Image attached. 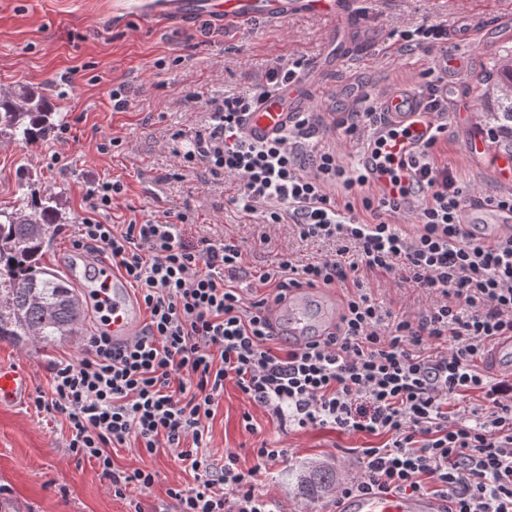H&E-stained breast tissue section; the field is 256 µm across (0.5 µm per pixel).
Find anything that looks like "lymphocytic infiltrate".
<instances>
[{
    "label": "lymphocytic infiltrate",
    "instance_id": "lymphocytic-infiltrate-1",
    "mask_svg": "<svg viewBox=\"0 0 512 512\" xmlns=\"http://www.w3.org/2000/svg\"><path fill=\"white\" fill-rule=\"evenodd\" d=\"M275 63L254 89L210 101L208 124L178 155L215 178L238 182L232 202L256 219L260 242L276 224L300 239L333 243L317 262L298 264L288 249L247 289L243 252L233 238L186 240V215L136 224L78 226L76 249L107 258L148 318L140 334L115 344L96 330L85 355L54 363L49 392L36 409L65 415L68 447L93 460L115 496L150 489L151 470L115 469L112 451L137 442L145 453L170 448L194 474V487L168 488L176 512H270L260 493L263 467L284 449L259 446L251 468L225 450L215 466L209 423L226 384L280 424L379 437L361 449L353 495H433L451 512H512V386L489 387L477 362L512 336V233L489 242L468 231L462 212L474 196L430 141L414 161L412 203L379 194L367 174L344 165L335 149H315L309 118L285 135L252 141L244 119L293 77ZM384 112L373 98L352 103L341 125L360 143ZM405 272L432 301L397 315L374 298L362 271ZM341 292L340 315L322 339L281 343L275 306L303 286ZM482 393L483 405L457 401Z\"/></svg>",
    "mask_w": 512,
    "mask_h": 512
}]
</instances>
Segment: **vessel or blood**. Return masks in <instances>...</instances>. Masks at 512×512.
Returning <instances> with one entry per match:
<instances>
[{
    "mask_svg": "<svg viewBox=\"0 0 512 512\" xmlns=\"http://www.w3.org/2000/svg\"><path fill=\"white\" fill-rule=\"evenodd\" d=\"M358 0H155L154 12L165 20L201 15L237 27L258 19L285 20L297 15H322L340 22L343 35L332 39L326 51L303 68L291 81L264 98L249 112L245 130L250 138L261 141L285 134L311 109L310 90L320 89L326 73L337 71L348 57L351 45L365 53L384 51L386 44L377 26L356 19ZM512 26V0H490L483 15L475 16L462 32L463 39L481 43L496 30ZM386 113L363 140L357 153L358 164L380 194L393 197L400 188H411L417 180L412 165L420 149L436 133L437 119L429 112L416 88L398 86L381 100ZM387 153L398 170L401 182L393 184L383 173L378 153ZM464 224L485 225L488 235L512 232V211L486 204L467 205L462 214ZM88 279L92 285V302L113 341L124 342L141 329V310L132 297L126 279L111 262H96ZM339 312L336 291L322 287L294 290L286 304L276 308L275 316L288 336L304 340L325 334L335 323ZM492 368L497 372L512 370V338L500 339L491 354ZM31 388L25 368L0 366V407L6 408L24 400ZM443 500L429 497L406 498L397 495L357 496L344 500L340 512H444Z\"/></svg>",
    "mask_w": 512,
    "mask_h": 512,
    "instance_id": "obj_1",
    "label": "vessel or blood"
}]
</instances>
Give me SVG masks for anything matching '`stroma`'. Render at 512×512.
I'll return each instance as SVG.
<instances>
[{"mask_svg":"<svg viewBox=\"0 0 512 512\" xmlns=\"http://www.w3.org/2000/svg\"><path fill=\"white\" fill-rule=\"evenodd\" d=\"M468 7L469 0L360 3L362 16L390 45L396 32L427 21L458 29ZM148 8V0H0V96L33 90L47 100L55 119L54 131L37 144L0 138V210L19 208L17 182L24 173L33 198L55 197L61 220L43 262L64 273L91 260L73 246L78 224L88 217L104 224H140L183 212L192 226L190 241L232 236L253 271L274 262L287 245L304 260L331 251V244L292 238L284 224L271 227L269 242L259 243L253 219L231 202L236 181L179 172L173 153L183 149L185 135L203 130L209 100L251 87L276 61L319 56L334 22L306 16L226 29L204 16L150 21ZM509 48L512 31L495 33L488 45L471 49L472 71L459 90L477 100L492 59ZM434 56L420 49L389 64L383 56L367 54L353 57L346 70L375 90L399 84L419 88L434 79ZM118 87L130 102L123 111L113 107L112 91ZM443 138L449 163L475 196L507 192L506 184L468 164L455 127ZM98 180L119 182L123 190L112 208L94 212L85 194ZM365 281L375 298L396 312H413L427 302L393 277L369 273ZM96 327L88 311L80 335L55 344L20 346L2 339L0 365L26 366L33 389L48 390L51 365L81 358ZM247 414L254 425L250 431L243 422ZM68 437L65 417L36 412L31 400L0 409V484L11 489L10 512H130L135 502L142 512H165L171 504L167 488L195 484L170 449L148 455L125 447L112 453L117 468H144L157 478L151 489L132 492L130 499L116 497L94 462L68 451ZM373 443L362 433L281 428L230 384L210 428L211 452L219 462L228 448L238 451L245 467L255 463L253 448L285 449L262 475L277 512H336L335 492L319 500L300 494L299 473L317 465L332 467L340 481L357 476L358 451Z\"/></svg>","mask_w":512,"mask_h":512,"instance_id":"1","label":"stroma"}]
</instances>
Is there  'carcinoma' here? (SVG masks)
Returning a JSON list of instances; mask_svg holds the SVG:
<instances>
[{
  "label": "carcinoma",
  "mask_w": 512,
  "mask_h": 512,
  "mask_svg": "<svg viewBox=\"0 0 512 512\" xmlns=\"http://www.w3.org/2000/svg\"><path fill=\"white\" fill-rule=\"evenodd\" d=\"M491 74L495 93H484L481 101L512 122V62L493 65ZM52 129V112L42 96L24 90L0 98V137L34 145ZM25 187L27 181L20 180L21 207L0 211V340L48 344L78 335L79 290L68 277L41 265L58 211L50 197L27 202ZM298 483L305 494L318 498L330 491L334 476L325 467H314L301 473Z\"/></svg>",
  "instance_id": "1"
}]
</instances>
